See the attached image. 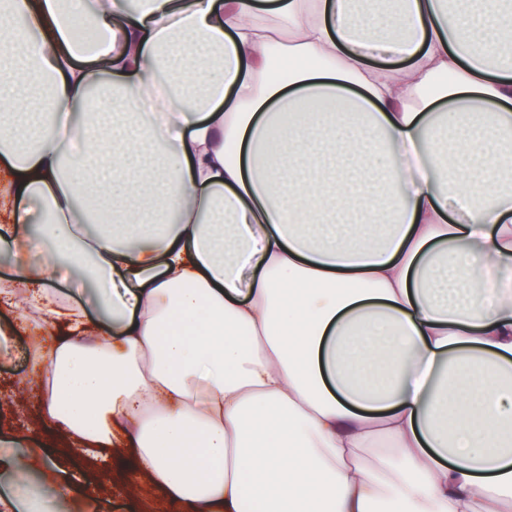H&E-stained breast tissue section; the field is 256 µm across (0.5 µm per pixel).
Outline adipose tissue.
Here are the masks:
<instances>
[{
	"mask_svg": "<svg viewBox=\"0 0 512 512\" xmlns=\"http://www.w3.org/2000/svg\"><path fill=\"white\" fill-rule=\"evenodd\" d=\"M0 173L67 448L183 512L512 506V0H0ZM37 470L0 433V512Z\"/></svg>",
	"mask_w": 512,
	"mask_h": 512,
	"instance_id": "adipose-tissue-1",
	"label": "adipose tissue"
}]
</instances>
